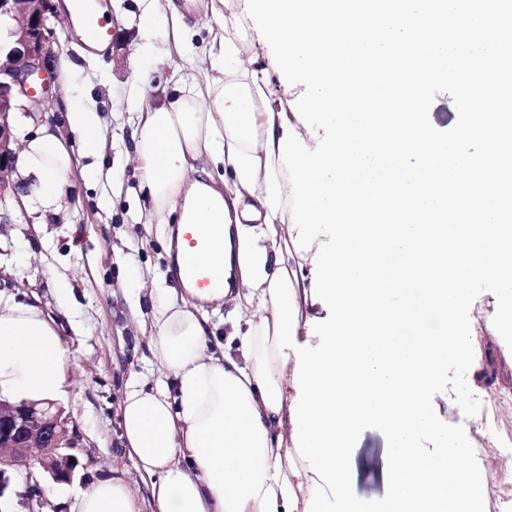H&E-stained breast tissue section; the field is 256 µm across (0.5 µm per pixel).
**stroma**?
I'll return each mask as SVG.
<instances>
[{
  "label": "stroma",
  "mask_w": 512,
  "mask_h": 512,
  "mask_svg": "<svg viewBox=\"0 0 512 512\" xmlns=\"http://www.w3.org/2000/svg\"><path fill=\"white\" fill-rule=\"evenodd\" d=\"M52 20L64 46L63 58L79 60L81 71L70 83L55 82L52 97L30 103L17 116V134L35 133L50 110L67 98L91 97L100 112L107 143L98 161L104 175L89 176L92 157L74 144L73 169L54 213L20 210L21 180L10 175L6 201L8 221L0 223V298L32 302L57 323L71 351L67 392L58 399L75 430L71 450L78 465L66 486V501L46 497L43 512H74L76 497L92 482L110 476L130 485L140 512H149V482L138 473L121 440V401L133 378L151 383L159 366L149 350V337L138 326L132 308L135 290L131 269L144 280L165 275L170 265L164 240L147 236L146 200L139 172L130 161L131 131L138 94L154 100L164 91L191 82L202 58L220 33L210 0H196L185 18L192 30L188 45L176 49L163 28L149 36L139 32L143 0H105L115 37L104 51L91 53L63 5ZM272 44L255 39L245 64L267 73L275 91L274 107L303 112L299 95L303 76L273 71ZM452 94L433 88L427 93L425 121L434 138L453 141L457 128L473 120ZM512 396V361L494 337L476 340L469 352L449 354L439 385L430 399L435 429H416L418 447H434L438 435L453 434L474 444L476 425L458 407L460 400L478 403L491 393ZM393 441L382 428H359L351 443L356 475L350 487L359 499L377 503L384 496V469Z\"/></svg>",
  "instance_id": "obj_1"
}]
</instances>
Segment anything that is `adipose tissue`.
Here are the masks:
<instances>
[{
  "mask_svg": "<svg viewBox=\"0 0 512 512\" xmlns=\"http://www.w3.org/2000/svg\"><path fill=\"white\" fill-rule=\"evenodd\" d=\"M278 48L276 70L307 77L303 103L334 115L324 134L287 125L267 77L247 68L249 31L233 0H212L223 35L204 80L177 87L139 112L131 139L147 199V226L196 224L212 238L202 261L237 291L140 288L152 317L153 386L130 380L121 437L150 481L152 512H370L348 489L354 432L368 422L393 440L381 512H485L476 471L449 468L467 445L448 435L416 448L432 426L426 400L441 364L468 351L458 317L468 282L496 304L493 331L512 357V122L498 110L460 126L458 143L484 153L451 156L428 135L427 89L499 80L498 45L512 0H251ZM487 52L450 79L466 28ZM70 133L104 151L93 104L69 100ZM59 126L43 125L16 158L40 210L60 207L73 153ZM228 299L222 352L198 304ZM318 301L330 316L305 314ZM413 331L399 347L394 336ZM70 350L36 305L0 301V393L15 401L61 397ZM78 512H139L119 477L78 497Z\"/></svg>",
  "mask_w": 512,
  "mask_h": 512,
  "instance_id": "1",
  "label": "adipose tissue"
}]
</instances>
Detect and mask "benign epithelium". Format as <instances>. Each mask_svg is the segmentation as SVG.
Here are the masks:
<instances>
[{"label": "benign epithelium", "mask_w": 512, "mask_h": 512, "mask_svg": "<svg viewBox=\"0 0 512 512\" xmlns=\"http://www.w3.org/2000/svg\"><path fill=\"white\" fill-rule=\"evenodd\" d=\"M54 0H0V18L13 22L0 41V202L15 169L17 137L13 116L28 111L40 93L53 95V69L60 44L51 27ZM73 432L62 409L51 402H13L0 398V499L22 472L40 470L54 484L70 481L75 462L63 450L73 447ZM44 500L39 482L27 486L20 504L38 512Z\"/></svg>", "instance_id": "obj_1"}]
</instances>
